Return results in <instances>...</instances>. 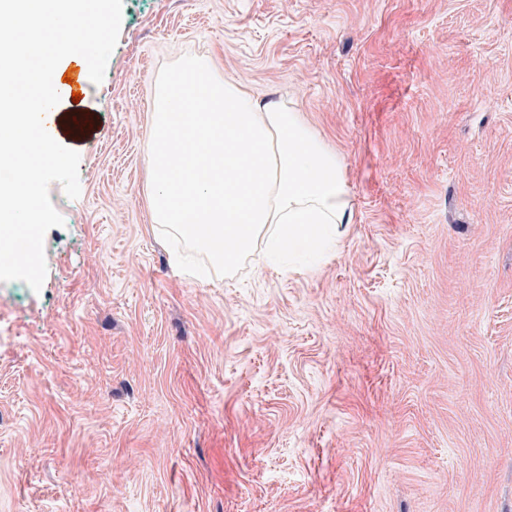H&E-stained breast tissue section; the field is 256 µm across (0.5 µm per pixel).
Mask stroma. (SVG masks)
Returning <instances> with one entry per match:
<instances>
[{
  "label": "stroma",
  "instance_id": "1",
  "mask_svg": "<svg viewBox=\"0 0 512 512\" xmlns=\"http://www.w3.org/2000/svg\"><path fill=\"white\" fill-rule=\"evenodd\" d=\"M187 57L347 175L334 256L207 283L148 213ZM78 198L0 282V512H512V0H123Z\"/></svg>",
  "mask_w": 512,
  "mask_h": 512
}]
</instances>
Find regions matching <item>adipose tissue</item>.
I'll list each match as a JSON object with an SVG mask.
<instances>
[{"label": "adipose tissue", "instance_id": "1", "mask_svg": "<svg viewBox=\"0 0 512 512\" xmlns=\"http://www.w3.org/2000/svg\"><path fill=\"white\" fill-rule=\"evenodd\" d=\"M151 222L232 276L297 251H323L354 223L338 157L280 100L263 101L183 59L150 116Z\"/></svg>", "mask_w": 512, "mask_h": 512}]
</instances>
